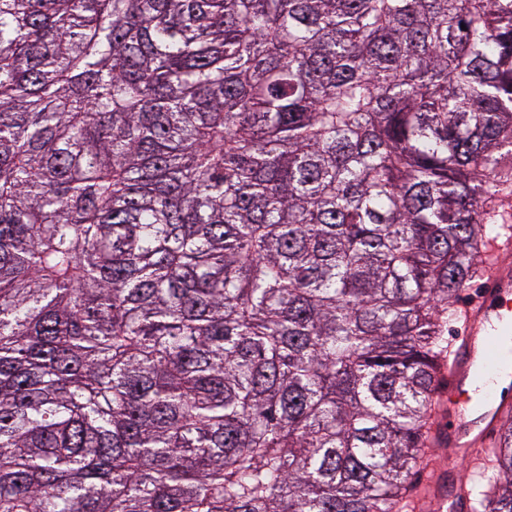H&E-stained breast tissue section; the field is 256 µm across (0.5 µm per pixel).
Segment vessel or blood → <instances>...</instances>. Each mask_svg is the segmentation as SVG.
Instances as JSON below:
<instances>
[{"label":"vessel or blood","mask_w":512,"mask_h":512,"mask_svg":"<svg viewBox=\"0 0 512 512\" xmlns=\"http://www.w3.org/2000/svg\"><path fill=\"white\" fill-rule=\"evenodd\" d=\"M460 307V344L449 359L439 399L448 403L444 426L453 454L449 465L474 469L476 450L496 438L512 399V242L499 243L493 262Z\"/></svg>","instance_id":"b4317fda"}]
</instances>
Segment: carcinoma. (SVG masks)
<instances>
[{
  "mask_svg": "<svg viewBox=\"0 0 512 512\" xmlns=\"http://www.w3.org/2000/svg\"><path fill=\"white\" fill-rule=\"evenodd\" d=\"M507 194L512 0H0V512H405Z\"/></svg>",
  "mask_w": 512,
  "mask_h": 512,
  "instance_id": "1",
  "label": "carcinoma"
}]
</instances>
